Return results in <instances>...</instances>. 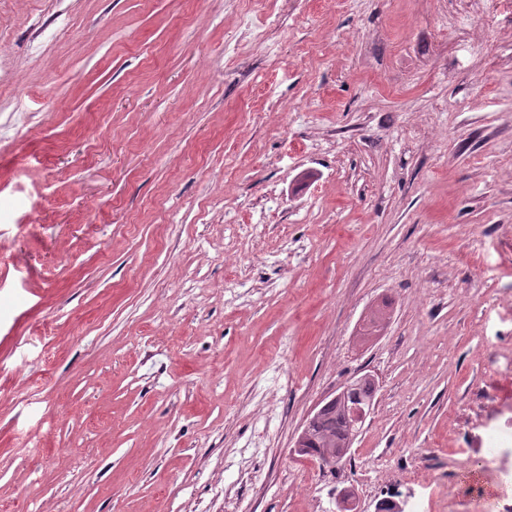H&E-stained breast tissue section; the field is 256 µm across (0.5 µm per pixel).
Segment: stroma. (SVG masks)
Returning <instances> with one entry per match:
<instances>
[{"label":"stroma","mask_w":512,"mask_h":512,"mask_svg":"<svg viewBox=\"0 0 512 512\" xmlns=\"http://www.w3.org/2000/svg\"><path fill=\"white\" fill-rule=\"evenodd\" d=\"M366 373L343 462L298 455ZM343 487L512 512V13L0 0V506L336 512Z\"/></svg>","instance_id":"35a3bbf8"}]
</instances>
